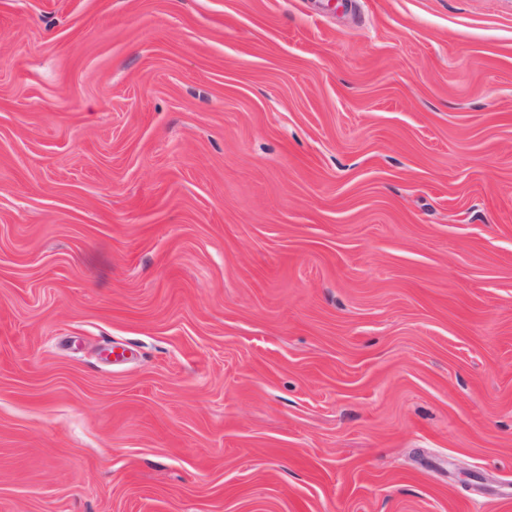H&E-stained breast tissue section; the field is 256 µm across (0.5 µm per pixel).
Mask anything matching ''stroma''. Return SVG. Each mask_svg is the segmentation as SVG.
<instances>
[{
	"label": "stroma",
	"instance_id": "1",
	"mask_svg": "<svg viewBox=\"0 0 512 512\" xmlns=\"http://www.w3.org/2000/svg\"><path fill=\"white\" fill-rule=\"evenodd\" d=\"M0 512H512V0H0Z\"/></svg>",
	"mask_w": 512,
	"mask_h": 512
}]
</instances>
